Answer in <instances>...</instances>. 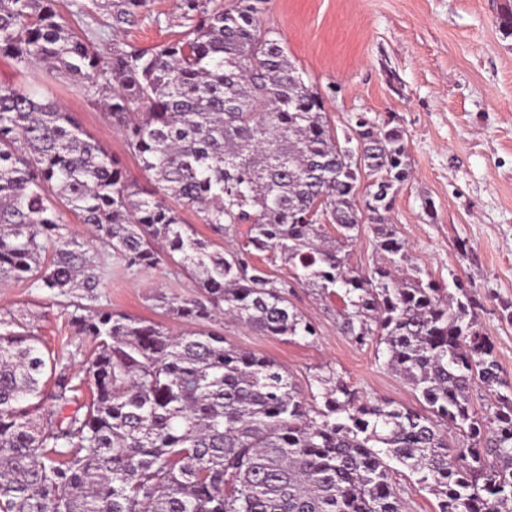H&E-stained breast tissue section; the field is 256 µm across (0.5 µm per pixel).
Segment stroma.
Listing matches in <instances>:
<instances>
[{"label": "stroma", "instance_id": "stroma-1", "mask_svg": "<svg viewBox=\"0 0 512 512\" xmlns=\"http://www.w3.org/2000/svg\"><path fill=\"white\" fill-rule=\"evenodd\" d=\"M505 0H268L263 15L303 77L316 85L337 131L361 113L379 122L395 115L408 139L412 177L389 213L421 278L458 274L482 303L479 321L492 338L499 374L512 386V36L495 26ZM42 81L50 96L141 185L150 180L129 153L123 133L107 119L100 98H88L39 69L21 75L0 58V83ZM69 237L102 264L98 302L117 313L191 330L167 309L170 298H192L194 282L161 264L127 267L73 214ZM318 329L315 341L265 336L216 316L212 329L226 345L277 361L308 391L317 377L343 381L358 397L417 405V394L386 365L377 338L358 344L339 326L342 303L312 288L289 295ZM75 297L55 298L30 281L0 285V331L22 326L44 349L69 358L81 372L92 346L70 325Z\"/></svg>", "mask_w": 512, "mask_h": 512}]
</instances>
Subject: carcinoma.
Masks as SVG:
<instances>
[{"instance_id":"obj_1","label":"carcinoma","mask_w":512,"mask_h":512,"mask_svg":"<svg viewBox=\"0 0 512 512\" xmlns=\"http://www.w3.org/2000/svg\"><path fill=\"white\" fill-rule=\"evenodd\" d=\"M117 34L150 0H105ZM267 0H178L189 29L153 48L118 39L102 54L85 4L0 0V56L85 96L109 89L107 117L154 182L146 189L71 113L29 84L0 83V282L93 301L96 257L63 233L91 224L127 267L180 268L200 290L170 312L197 330L75 305L95 343L80 377L30 332L0 333V512H402L390 462L417 476L437 512H512V395L502 386L480 303L451 275L419 273L388 213L412 175L405 132L354 117L345 150L278 32ZM495 25L512 35V4ZM364 208L383 262L349 267ZM202 213L218 236L246 224L235 252L190 230L165 198ZM275 251L292 272L254 262ZM302 285L343 303L341 329L386 346L420 406L361 400L333 379L305 396L273 359L202 328L218 314L266 336H318L288 300ZM495 393L478 414L473 384ZM484 448H479L480 442Z\"/></svg>"}]
</instances>
